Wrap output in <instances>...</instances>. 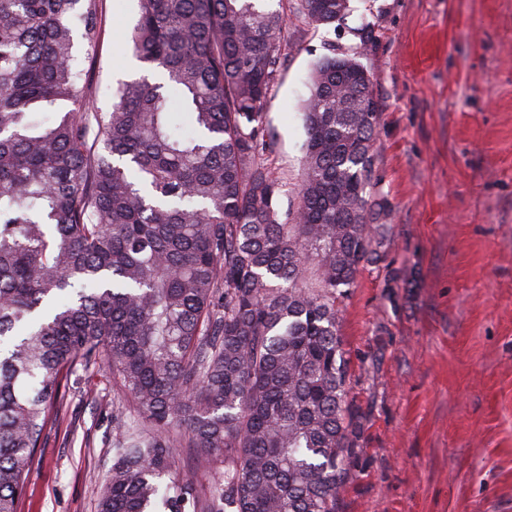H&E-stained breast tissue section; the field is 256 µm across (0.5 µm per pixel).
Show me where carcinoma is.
I'll list each match as a JSON object with an SVG mask.
<instances>
[{
    "instance_id": "1",
    "label": "carcinoma",
    "mask_w": 512,
    "mask_h": 512,
    "mask_svg": "<svg viewBox=\"0 0 512 512\" xmlns=\"http://www.w3.org/2000/svg\"><path fill=\"white\" fill-rule=\"evenodd\" d=\"M287 24L274 0H139L125 48L160 81L90 112L74 34L95 43L98 0H0V512L78 363L121 389L98 512H336L356 438L337 306L384 256L380 105L356 59L313 67L281 222L263 155ZM178 448L224 475H177Z\"/></svg>"
}]
</instances>
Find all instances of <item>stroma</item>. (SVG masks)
<instances>
[{
    "label": "stroma",
    "mask_w": 512,
    "mask_h": 512,
    "mask_svg": "<svg viewBox=\"0 0 512 512\" xmlns=\"http://www.w3.org/2000/svg\"><path fill=\"white\" fill-rule=\"evenodd\" d=\"M137 11L98 0L97 40L77 46L95 111L146 74L121 48ZM335 55L373 79L388 226L384 260L339 303L359 434L337 512H512V0H351L335 28L289 14L266 101L284 219L298 203L309 76ZM118 393L111 374L75 366L21 512H97Z\"/></svg>",
    "instance_id": "1"
}]
</instances>
